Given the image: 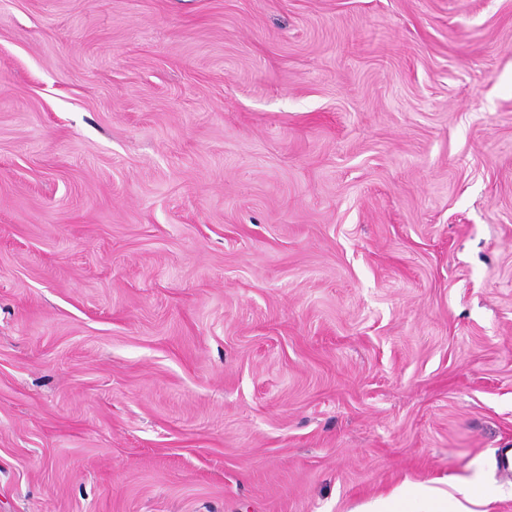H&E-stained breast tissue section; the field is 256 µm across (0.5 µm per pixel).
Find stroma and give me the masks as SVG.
Listing matches in <instances>:
<instances>
[{"label":"stroma","instance_id":"obj_1","mask_svg":"<svg viewBox=\"0 0 512 512\" xmlns=\"http://www.w3.org/2000/svg\"><path fill=\"white\" fill-rule=\"evenodd\" d=\"M512 0H0V512H512ZM457 497L448 488L426 484L403 483L391 495L375 500L358 512H478L469 505L478 504L471 487L456 486ZM411 501L414 510H405L404 503Z\"/></svg>","mask_w":512,"mask_h":512}]
</instances>
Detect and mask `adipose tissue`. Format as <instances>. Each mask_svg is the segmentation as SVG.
<instances>
[{
  "label": "adipose tissue",
  "mask_w": 512,
  "mask_h": 512,
  "mask_svg": "<svg viewBox=\"0 0 512 512\" xmlns=\"http://www.w3.org/2000/svg\"><path fill=\"white\" fill-rule=\"evenodd\" d=\"M408 501L414 505L413 512H473L477 498L468 486H459L451 493L439 486L406 482L391 495L363 507L362 512H404Z\"/></svg>",
  "instance_id": "adipose-tissue-1"
}]
</instances>
